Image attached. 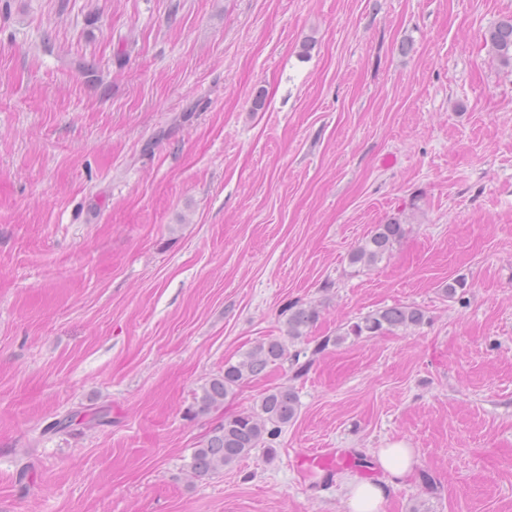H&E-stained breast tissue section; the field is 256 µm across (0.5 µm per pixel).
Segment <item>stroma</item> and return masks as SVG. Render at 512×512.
<instances>
[{"label":"stroma","instance_id":"35a3bbf8","mask_svg":"<svg viewBox=\"0 0 512 512\" xmlns=\"http://www.w3.org/2000/svg\"><path fill=\"white\" fill-rule=\"evenodd\" d=\"M509 16L0 0V512H345L337 478L382 477L353 460L399 441L418 462L384 512H512V66L484 41ZM402 214L389 260L350 265ZM294 301L318 306L313 338L399 304L426 321L187 418ZM289 381L274 457L187 479L211 427ZM99 409L107 425L45 431ZM312 448L350 460L302 472Z\"/></svg>","mask_w":512,"mask_h":512}]
</instances>
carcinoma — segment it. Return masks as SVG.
<instances>
[{
	"instance_id": "obj_1",
	"label": "carcinoma",
	"mask_w": 512,
	"mask_h": 512,
	"mask_svg": "<svg viewBox=\"0 0 512 512\" xmlns=\"http://www.w3.org/2000/svg\"><path fill=\"white\" fill-rule=\"evenodd\" d=\"M485 46L494 59L505 66H512V17L503 19L485 34ZM406 221L393 217L378 224L349 255V263L371 267L389 259L395 245L405 236ZM285 339L262 341L232 362H224V371L210 378L201 393L194 397V414L204 415L218 411L224 402L236 395L244 384L255 380L267 369L289 362L291 379L303 377L316 358L348 338L359 340L384 336L397 330H407L422 325L424 311L413 305L385 307L368 312L339 328L334 336H319L307 340L308 329L318 320V310L297 302L285 307ZM299 409V398L295 388L282 384L268 389L254 407L224 417L200 447L194 449L186 471L192 479H202L221 470L229 469L260 445L276 439L282 428L293 421ZM83 416L82 424L89 428L107 423L106 413H88L77 410L54 422L48 429L64 431L73 424V419Z\"/></svg>"
}]
</instances>
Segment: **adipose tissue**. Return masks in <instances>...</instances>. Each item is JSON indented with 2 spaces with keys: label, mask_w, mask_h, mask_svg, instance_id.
<instances>
[{
  "label": "adipose tissue",
  "mask_w": 512,
  "mask_h": 512,
  "mask_svg": "<svg viewBox=\"0 0 512 512\" xmlns=\"http://www.w3.org/2000/svg\"><path fill=\"white\" fill-rule=\"evenodd\" d=\"M375 461L384 472L383 479L347 476L341 480L339 496L346 512H383L391 494L412 471L417 456L414 449L398 442L378 449Z\"/></svg>",
  "instance_id": "obj_1"
}]
</instances>
